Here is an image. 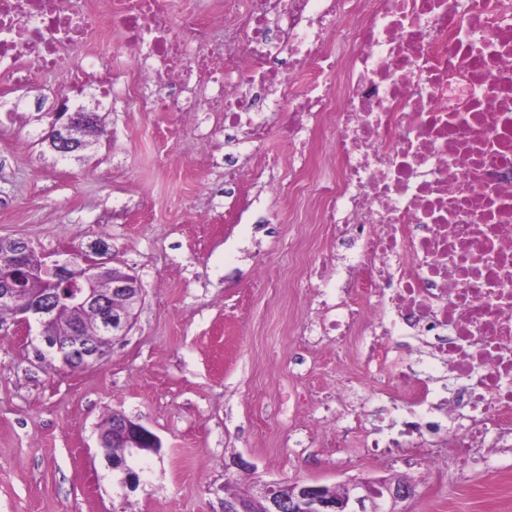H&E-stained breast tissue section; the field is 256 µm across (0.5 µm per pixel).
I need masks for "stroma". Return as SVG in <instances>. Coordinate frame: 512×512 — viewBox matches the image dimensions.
Returning a JSON list of instances; mask_svg holds the SVG:
<instances>
[{"label": "stroma", "instance_id": "1", "mask_svg": "<svg viewBox=\"0 0 512 512\" xmlns=\"http://www.w3.org/2000/svg\"><path fill=\"white\" fill-rule=\"evenodd\" d=\"M67 77L36 84L0 73V236L45 253L68 251L133 275L143 289L129 332L94 365L68 370L40 354L14 314L0 315V512H224L228 493L255 480L342 486L395 475L415 487L403 512H512V492L486 484L498 469L512 484V451L488 465L448 458L434 470L405 451L380 464L357 440L345 448L293 446L323 408L292 418L274 402L312 380L331 387L336 343L323 339L305 364L290 324L308 298L288 285L283 242L309 240L311 204L248 189L253 205L224 209V133L208 115L209 153L168 113L99 111L104 129L62 158L53 115L35 97L60 96ZM298 214L296 223L275 215ZM120 411L162 441L140 460L143 482L124 490L99 435Z\"/></svg>", "mask_w": 512, "mask_h": 512}]
</instances>
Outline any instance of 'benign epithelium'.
<instances>
[{"instance_id": "7a95c632", "label": "benign epithelium", "mask_w": 512, "mask_h": 512, "mask_svg": "<svg viewBox=\"0 0 512 512\" xmlns=\"http://www.w3.org/2000/svg\"><path fill=\"white\" fill-rule=\"evenodd\" d=\"M58 118L65 119L52 130L50 145L62 157L79 150L85 142L76 137L80 129L98 122L95 112L83 107L73 112L63 110ZM112 277V294L129 301V308L118 313L110 308L109 296L98 284ZM69 289L68 301L76 307L96 311L95 327H76L73 335L94 334L112 341L124 335L132 325L133 311L142 300V290L136 278L116 269H109L86 258L49 259L38 255L21 238L0 237V303L11 304L21 323L35 324L43 353L68 363L71 349L64 338L50 331L58 310L57 286ZM101 441L119 442L128 449L127 455L114 460V468L123 474L122 484L136 490L143 480L140 459L148 453H158L161 441L138 419L116 412L112 428ZM413 488L403 479L390 476L379 479L356 478L348 491L338 494L321 485L296 481L288 485V495L281 492V482L256 481L254 495L224 501V512H255L256 502L263 503L261 512H399L398 503L410 499Z\"/></svg>"}]
</instances>
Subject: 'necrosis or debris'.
I'll return each mask as SVG.
<instances>
[{
	"instance_id": "necrosis-or-debris-1",
	"label": "necrosis or debris",
	"mask_w": 512,
	"mask_h": 512,
	"mask_svg": "<svg viewBox=\"0 0 512 512\" xmlns=\"http://www.w3.org/2000/svg\"><path fill=\"white\" fill-rule=\"evenodd\" d=\"M107 67L129 112L219 115L225 142L286 141L281 194L313 196L333 245L293 287H335L301 347L335 336L337 442L376 457L512 447V0H0V71ZM416 341L427 367L397 357ZM373 381L400 416L366 428L348 391Z\"/></svg>"
}]
</instances>
